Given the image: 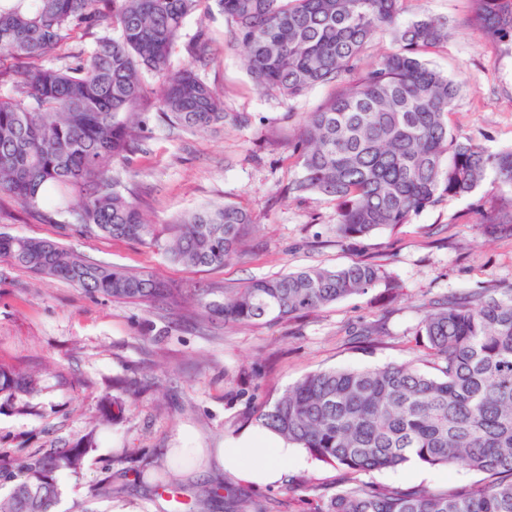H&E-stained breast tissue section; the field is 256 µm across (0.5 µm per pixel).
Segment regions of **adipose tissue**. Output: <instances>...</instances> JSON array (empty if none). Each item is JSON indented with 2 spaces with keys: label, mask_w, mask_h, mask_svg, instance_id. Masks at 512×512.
I'll use <instances>...</instances> for the list:
<instances>
[{
  "label": "adipose tissue",
  "mask_w": 512,
  "mask_h": 512,
  "mask_svg": "<svg viewBox=\"0 0 512 512\" xmlns=\"http://www.w3.org/2000/svg\"><path fill=\"white\" fill-rule=\"evenodd\" d=\"M210 459L219 470L240 481L262 484L283 481L289 466L303 467L308 461L303 449L288 447L284 442L264 443L257 437L212 449Z\"/></svg>",
  "instance_id": "obj_1"
}]
</instances>
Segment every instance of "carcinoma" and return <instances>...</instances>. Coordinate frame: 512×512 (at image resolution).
<instances>
[{
  "label": "carcinoma",
  "instance_id": "1",
  "mask_svg": "<svg viewBox=\"0 0 512 512\" xmlns=\"http://www.w3.org/2000/svg\"><path fill=\"white\" fill-rule=\"evenodd\" d=\"M208 0H0V201L74 218L83 235L136 241L187 268L222 267L241 252L251 215L236 203L202 207L152 224L109 165L125 162L143 128L142 71L162 88L159 121L187 133L241 126L223 96L193 67L169 69L184 21ZM234 26L256 86L294 99L325 84L336 92L309 112L292 146L299 173L288 192L336 202V236L350 242L410 218L444 197L470 195L490 174L512 184V150L490 153L448 127L461 85L423 54L448 40L434 18L399 24L400 0H217ZM484 41L512 45V0H472ZM119 36L112 37V30ZM389 30L399 43L349 85L367 41ZM95 47L56 67L45 59L77 32ZM488 224H512V198ZM0 259L91 296L180 311L183 290L154 274L93 258L62 244L0 232ZM384 277L375 264L307 267L249 282L195 290L201 323L280 322L367 293ZM426 371L410 364L311 372L264 406L255 421L314 459L343 468L345 487L317 512H512V298L449 300L416 330ZM32 373L0 365V394L38 390ZM92 444L52 446L8 469L0 512H53L58 477L79 470ZM410 459L465 466L483 479L446 491L372 488L359 475Z\"/></svg>",
  "mask_w": 512,
  "mask_h": 512
}]
</instances>
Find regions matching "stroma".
<instances>
[{
    "mask_svg": "<svg viewBox=\"0 0 512 512\" xmlns=\"http://www.w3.org/2000/svg\"><path fill=\"white\" fill-rule=\"evenodd\" d=\"M470 0H402L401 21L428 15L448 25V40L428 54L431 66L463 82L448 116L453 134L490 152L512 149V46H492L472 27ZM206 44H199V32ZM193 66L224 96V109L247 114L245 127L188 135L144 114L142 141L129 164H114L124 193L138 195L154 224L212 202H233L252 217L241 254L221 268H185L147 245L74 231L68 215L50 220L17 204L0 207V232L54 240L112 264L153 272L178 288L240 287L305 267L370 260L385 279L286 322L247 327L203 325L165 304L92 297L62 279L41 278L0 259V365L37 372V393L0 396V466L50 446L92 437L79 473L59 477L56 512H314L343 486L342 470L309 462L278 485L232 475L184 477L190 460L168 462L170 448H220L257 431L253 416L308 373L419 365L415 336L432 306L479 294L512 295V235L487 229L486 213L512 185L487 180L467 197H442L393 229L352 242L336 239L330 198L285 189L299 168L291 145L306 113L334 91L314 87L292 100L257 89L242 62L232 24L217 5L186 19L171 70ZM140 393L121 419L100 417L116 380ZM175 476L173 496L155 494L157 474ZM119 486L98 498L104 479ZM462 466L383 469L362 474L375 486L445 490L479 481ZM219 485L218 497L202 496Z\"/></svg>",
    "mask_w": 512,
    "mask_h": 512,
    "instance_id": "1",
    "label": "stroma"
}]
</instances>
